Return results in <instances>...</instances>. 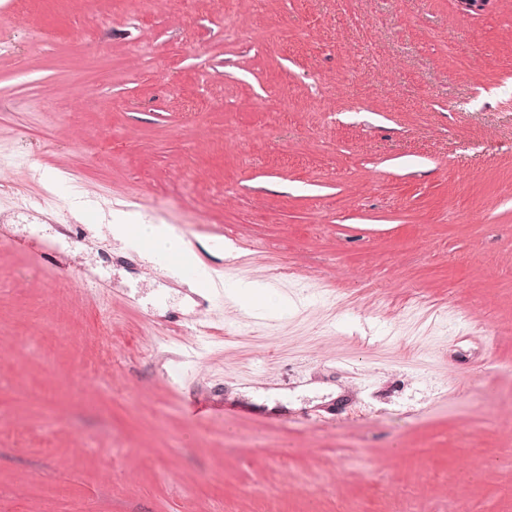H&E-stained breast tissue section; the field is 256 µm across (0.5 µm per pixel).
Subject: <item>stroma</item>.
<instances>
[{"mask_svg":"<svg viewBox=\"0 0 512 512\" xmlns=\"http://www.w3.org/2000/svg\"><path fill=\"white\" fill-rule=\"evenodd\" d=\"M509 361L512 0H0V512H512ZM111 234L141 254L162 260L174 273L187 276L193 251L183 237L168 224L136 223L124 218L109 224Z\"/></svg>","mask_w":512,"mask_h":512,"instance_id":"obj_1","label":"stroma"}]
</instances>
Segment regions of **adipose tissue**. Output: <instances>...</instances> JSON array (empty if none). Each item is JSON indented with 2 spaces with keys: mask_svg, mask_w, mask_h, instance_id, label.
<instances>
[{
  "mask_svg": "<svg viewBox=\"0 0 512 512\" xmlns=\"http://www.w3.org/2000/svg\"><path fill=\"white\" fill-rule=\"evenodd\" d=\"M111 234L141 254L162 260L173 272L190 269L193 251L183 237L167 224H144L124 218L110 225Z\"/></svg>",
  "mask_w": 512,
  "mask_h": 512,
  "instance_id": "ef3b65f1",
  "label": "adipose tissue"
}]
</instances>
